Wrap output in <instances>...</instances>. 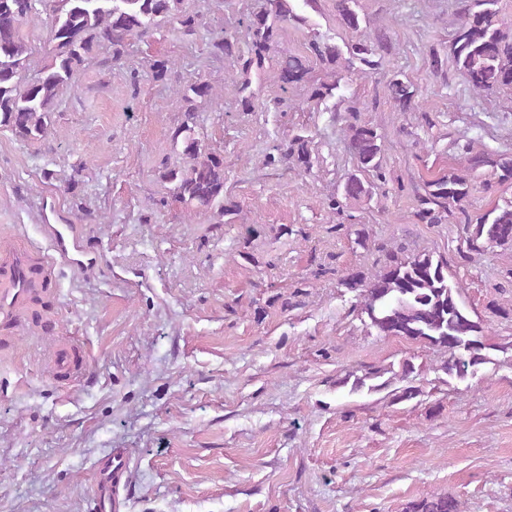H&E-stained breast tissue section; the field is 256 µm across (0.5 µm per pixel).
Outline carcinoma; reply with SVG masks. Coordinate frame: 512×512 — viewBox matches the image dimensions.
<instances>
[{
    "instance_id": "obj_1",
    "label": "carcinoma",
    "mask_w": 512,
    "mask_h": 512,
    "mask_svg": "<svg viewBox=\"0 0 512 512\" xmlns=\"http://www.w3.org/2000/svg\"><path fill=\"white\" fill-rule=\"evenodd\" d=\"M356 0H336L343 25L353 32L361 29V18L352 7ZM49 7L51 47L49 61L31 79L24 78L33 49L22 34L25 21ZM172 20L185 36H196L204 26L203 15L185 6V0H0V127L11 131L22 142L44 139L60 96L71 85L74 75L95 59L106 68L118 67L130 45L162 21ZM299 22L290 0H262L244 21L247 41L240 47L236 38L218 35L208 42L210 55L230 59L237 70L236 91L242 110L256 108L257 93L252 75L264 70L269 54L279 43L282 24ZM309 57L288 52L280 55L274 81L282 91L307 80L315 61L336 73V69H359L366 75L377 73L388 50L386 36L378 34L342 50L329 38L314 36L308 43ZM451 54L457 70L463 72L473 91L482 96L512 94V31L500 18L498 0H458L457 21ZM152 78L163 81L172 72V62L155 59L149 64ZM340 81L314 83L309 98L325 101L336 97ZM388 96L399 112L414 108L417 88L406 78L393 77L387 83ZM186 104L184 119L172 133L183 164L168 168L164 178L171 184L173 197L188 213L219 217L237 214V205L224 195V155L208 149L196 133L194 102L210 100L213 87L205 82L190 83L177 89ZM348 150L356 162L341 193L332 197L329 208L336 211L351 201L371 196L372 184L363 179L372 175L381 181L384 147L376 130L367 124L349 127ZM290 164L305 171L313 167L309 140L296 136L284 147L267 156L274 168ZM467 169H492L502 181H512V156L486 151L466 152ZM470 194L469 180L450 173L425 183L417 217L424 224H440L455 207L464 217L467 246L479 251L486 244L512 246V201L495 206L473 219L463 203ZM345 284L362 287V313L379 336H404L433 346L450 349L441 370L451 378L465 380L484 364L485 327L475 320L460 300V288L448 274V261L430 254L391 257L386 269L370 278L358 273ZM414 366L408 361L399 368H367L362 375H346L336 388L348 393L377 392L398 380L403 386L391 390L401 403L421 394L412 385ZM461 501L451 495L426 496L407 507V512H461Z\"/></svg>"
}]
</instances>
